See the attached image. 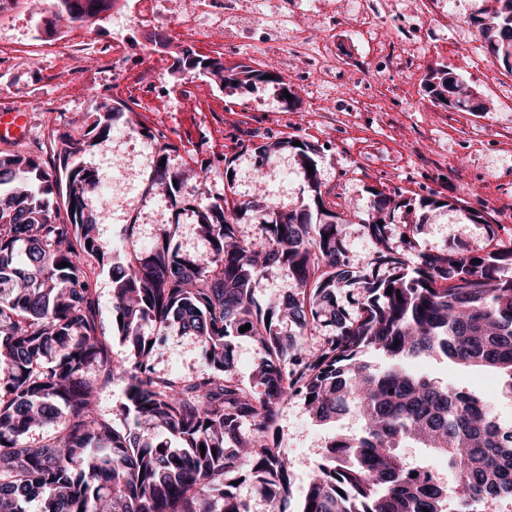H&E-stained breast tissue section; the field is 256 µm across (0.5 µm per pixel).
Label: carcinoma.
<instances>
[{"instance_id":"cac0c4a2","label":"carcinoma","mask_w":512,"mask_h":512,"mask_svg":"<svg viewBox=\"0 0 512 512\" xmlns=\"http://www.w3.org/2000/svg\"><path fill=\"white\" fill-rule=\"evenodd\" d=\"M56 2L57 17L71 23L112 7ZM496 2L479 32L506 63L512 0ZM184 52L221 81L220 61ZM433 80L432 91H453L460 110L486 111L464 83H448V71ZM118 111L103 102L85 134L62 135L57 164L0 153V512H30L35 500L38 512H252L239 493L246 482L273 512H472L475 503L512 500V427L497 419L496 397L408 364L440 353L502 376L512 395V244L419 251L404 223L395 246L390 227L411 202L377 193L362 220L374 250L359 275L315 176L304 174L310 195L299 208L261 214L253 241L238 235L234 201L208 198L196 205L205 252L181 251L178 225L169 224L163 241L131 246L112 267V331L127 345L114 360L82 263L103 265L106 253L87 211L98 176L81 156L109 135ZM164 156L158 149L155 179L174 203L182 175L160 165ZM275 264L288 267L296 288L261 302L255 290ZM175 330L195 339L205 370L181 378L155 368ZM240 338L262 352L248 384L234 374ZM368 350L389 364L373 368ZM116 379L124 400L108 416L94 398ZM294 397L319 424L343 414L363 422L360 433L333 437L297 503L278 427L280 406ZM34 427L46 434L33 446ZM408 443L444 460L451 482L405 461L399 449Z\"/></svg>"}]
</instances>
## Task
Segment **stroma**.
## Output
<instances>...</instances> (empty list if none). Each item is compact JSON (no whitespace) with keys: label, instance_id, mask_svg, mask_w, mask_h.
<instances>
[{"label":"stroma","instance_id":"35a3bbf8","mask_svg":"<svg viewBox=\"0 0 512 512\" xmlns=\"http://www.w3.org/2000/svg\"><path fill=\"white\" fill-rule=\"evenodd\" d=\"M434 3L444 19L438 25L422 23L417 64L408 71L387 69L374 44L351 24L327 28L317 18L309 19L310 37H329L339 51L341 83L327 112L312 111L310 81L293 63L282 73L293 92L287 106L270 84L233 90L209 81L201 84L203 106L182 103L174 95L183 82L181 75L167 74L166 91L152 109L130 102L128 110L114 118L109 137L83 156L100 175H109L116 162L130 175L129 182L107 186L105 195L87 200L104 250L119 249L129 240L137 246L151 244L170 224L178 227L176 242L181 250H203L194 205L206 194L223 196L228 187L242 205L237 215L239 236H258L259 207L293 209L308 194L294 149L259 159L253 145L269 137L314 146L317 180L327 207L351 201L365 212L373 203V190L388 195L401 192L415 204L399 218L416 225L419 250L451 248L467 254L492 239L512 243V70L491 58L473 23L492 11L496 2ZM55 10V0H25L22 8L0 17V86L11 89L14 105L29 110L31 119L28 138L14 150L44 161L61 150L56 134L89 123L96 93L124 99L110 73L32 55L27 47L31 31L42 28L44 18ZM441 69L468 85L486 104V111L450 110L433 102L424 83ZM45 96L59 97L60 109L37 111V102ZM131 127L151 137L164 134L170 170L187 172L177 207L165 211L156 207L152 158L133 152L119 137L120 131ZM228 164L234 169L229 179L224 176ZM423 197L440 198L447 205L426 215L416 207ZM413 366L441 382L497 393L498 417L512 424V396L501 393L496 374L443 358H420ZM156 367L184 378L201 371L194 339L171 333ZM278 424L299 491L332 437L362 428L361 420L352 415L331 425L317 424L297 398L281 406Z\"/></svg>","mask_w":512,"mask_h":512}]
</instances>
